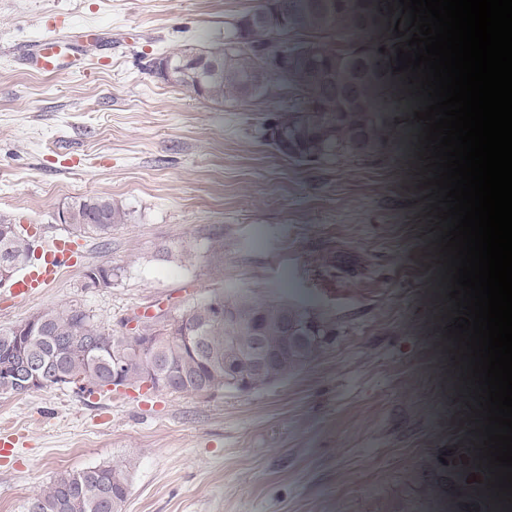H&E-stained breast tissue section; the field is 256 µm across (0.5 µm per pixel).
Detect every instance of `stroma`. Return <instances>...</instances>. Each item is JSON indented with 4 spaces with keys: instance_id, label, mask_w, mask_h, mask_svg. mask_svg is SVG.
<instances>
[{
    "instance_id": "35a3bbf8",
    "label": "stroma",
    "mask_w": 512,
    "mask_h": 512,
    "mask_svg": "<svg viewBox=\"0 0 512 512\" xmlns=\"http://www.w3.org/2000/svg\"><path fill=\"white\" fill-rule=\"evenodd\" d=\"M259 0H0V217L42 228L39 247L69 235L62 208L101 196L129 212L111 235L74 238L76 264L40 294L0 296V329L78 302L121 330L130 316L177 313L248 291L331 318L328 348L288 379L207 396L126 388L0 394V427L20 433L0 457V512L99 464L129 473L122 512H453L449 483L485 499L496 480L465 447L479 406L448 353L457 315L426 180L380 92L388 53L404 46L376 11L349 28L368 53L351 124L332 112L327 155L278 150L275 111L296 96L216 103L157 82L148 62L182 46L223 44ZM105 36L81 72L39 74L34 42ZM108 288L85 287L93 267ZM465 450L461 468L445 459Z\"/></svg>"
}]
</instances>
